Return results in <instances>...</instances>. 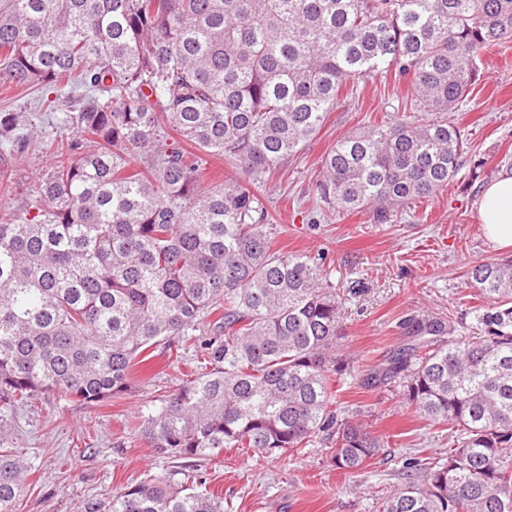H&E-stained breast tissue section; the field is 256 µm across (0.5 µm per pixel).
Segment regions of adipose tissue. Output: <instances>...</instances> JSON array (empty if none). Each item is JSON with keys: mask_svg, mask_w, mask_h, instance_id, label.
<instances>
[{"mask_svg": "<svg viewBox=\"0 0 512 512\" xmlns=\"http://www.w3.org/2000/svg\"><path fill=\"white\" fill-rule=\"evenodd\" d=\"M478 221L490 244L512 248V169L502 170L486 183L476 199Z\"/></svg>", "mask_w": 512, "mask_h": 512, "instance_id": "ef3b65f1", "label": "adipose tissue"}]
</instances>
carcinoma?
Returning <instances> with one entry per match:
<instances>
[{
    "instance_id": "carcinoma-1",
    "label": "carcinoma",
    "mask_w": 512,
    "mask_h": 512,
    "mask_svg": "<svg viewBox=\"0 0 512 512\" xmlns=\"http://www.w3.org/2000/svg\"><path fill=\"white\" fill-rule=\"evenodd\" d=\"M511 38L512 0H0V85L42 90L44 112L67 107L52 125L0 112V143L75 132L28 209L0 223V512L27 482L10 447L16 404L109 399L161 344L177 359L192 347L196 366L141 416L150 447L270 457L322 436L336 469L364 468L378 442L333 409L331 382L350 374L339 304L321 289L324 263L273 250L261 184L344 87L391 72L432 117L341 137L312 186L324 218L395 222L456 178L466 137L446 113ZM205 154L246 179L201 189ZM467 279L484 339L415 320L423 341L361 379L403 377L415 409L457 432L446 461L407 462L378 512H512V261L478 262ZM86 512L224 505L202 482L149 476Z\"/></svg>"
}]
</instances>
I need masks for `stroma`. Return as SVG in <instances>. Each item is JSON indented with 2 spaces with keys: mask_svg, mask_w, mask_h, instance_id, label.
Returning <instances> with one entry per match:
<instances>
[{
  "mask_svg": "<svg viewBox=\"0 0 512 512\" xmlns=\"http://www.w3.org/2000/svg\"><path fill=\"white\" fill-rule=\"evenodd\" d=\"M410 98L408 85L391 75L355 81L317 135L267 174L262 187V201L278 226L273 249L325 263L341 309L340 343L352 355V374L336 381L334 403L356 413L382 449L352 475L330 464L319 441L300 453L265 459L245 449L225 450L188 469L222 494L224 512H376V493L403 481L405 459L439 460L448 452L447 427L421 418L400 383L367 387L359 377L408 343L412 320H440L471 341L486 334L472 312L481 300L466 270L512 253L484 238L475 206L482 180H472L471 172L479 162L483 180L492 179L503 158H512V39L485 60L479 81L452 114L465 130L468 153L447 188L417 200L393 224L371 223L365 213L320 219L312 181L324 154L349 132L405 118ZM53 143L31 144L21 154L0 146V222L24 210L55 161ZM191 367V354L171 362L159 353L135 366L128 391L112 399L93 405L56 396L28 401L15 428L30 485L16 512H85L88 502H108L146 477L184 469L182 461L139 438L138 412L159 405Z\"/></svg>",
  "mask_w": 512,
  "mask_h": 512,
  "instance_id": "35a3bbf8",
  "label": "stroma"
}]
</instances>
